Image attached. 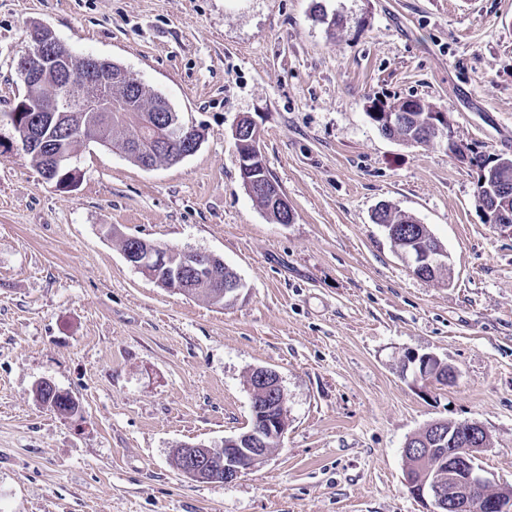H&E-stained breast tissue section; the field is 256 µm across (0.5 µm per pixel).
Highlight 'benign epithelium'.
Returning <instances> with one entry per match:
<instances>
[{
    "instance_id": "1",
    "label": "benign epithelium",
    "mask_w": 512,
    "mask_h": 512,
    "mask_svg": "<svg viewBox=\"0 0 512 512\" xmlns=\"http://www.w3.org/2000/svg\"><path fill=\"white\" fill-rule=\"evenodd\" d=\"M50 66L55 67L61 89L52 95L48 111L60 116L72 112L125 111L126 98L112 97V73L104 72L93 64L85 67L79 75L74 73L60 53L57 39L46 28L38 27L31 32L26 52L18 60V69L26 86L35 91L41 86L43 71ZM22 110L32 112L34 108L27 101L18 104L16 111L8 113L14 128L22 134L16 148L45 152L52 174L66 169L71 155L52 148L37 135L32 125H20L16 113ZM417 110L415 99L405 100L400 109L380 102L369 106L371 119L384 135L398 136L409 143L413 139L404 135L402 129L409 113ZM158 117L168 128L169 136L156 144L157 150L170 152L179 161L198 151L201 138L192 129L181 125L174 113L163 110ZM233 137L240 178L246 192L265 196L269 200V208L279 215L281 223H292L294 212L277 183L269 176L256 122L250 117L238 119ZM430 142H436L452 153L461 152L451 135L444 111L432 113L422 124L418 143ZM480 210L487 223L502 234L512 235V209L482 206ZM400 253L421 279H433L439 269L447 266L446 253L440 250L425 248L414 251L406 246ZM123 256L130 265L144 273L168 269V252L154 244L146 247L135 244ZM219 264H224V261L212 253L184 252L180 265L168 269L170 274L165 287L185 294L186 281L210 278ZM434 359L435 355L429 353L412 357V362L416 363L417 379L427 383L436 380ZM249 388L252 395L251 427L236 437L224 439L219 446L208 447L206 451L200 444L180 445L181 474L195 481L213 482L218 474L213 470L212 461L219 458L224 467L223 481L229 482L254 469L269 455V447L281 442L288 429V420L279 375L272 369L257 367L250 374ZM488 441L489 432L478 422L470 420L453 423L446 434L435 429L429 439L424 435L418 437L413 447L405 449V455L419 458L422 466L417 475L405 471V486L414 497L431 505L429 512H512V495L505 487L490 485L477 463ZM444 443L448 444L446 451L439 458L434 456L431 445ZM444 468L448 473H441Z\"/></svg>"
}]
</instances>
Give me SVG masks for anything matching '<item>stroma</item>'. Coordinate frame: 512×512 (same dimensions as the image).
<instances>
[{
    "instance_id": "obj_1",
    "label": "stroma",
    "mask_w": 512,
    "mask_h": 512,
    "mask_svg": "<svg viewBox=\"0 0 512 512\" xmlns=\"http://www.w3.org/2000/svg\"><path fill=\"white\" fill-rule=\"evenodd\" d=\"M122 66L201 130L150 170L78 145V179H44L7 118L31 27ZM448 112L464 152L512 156V0H0V512H427L407 439L475 420L483 474L512 486V237L487 224L477 170L381 133L369 99ZM251 116L292 206L245 192L232 128ZM424 224L450 272L414 275L371 216ZM221 257L224 306L162 288L120 241ZM432 353L451 383L415 380ZM281 379L280 447L234 482L173 464L251 425L252 369ZM74 396L62 415L41 381Z\"/></svg>"
}]
</instances>
